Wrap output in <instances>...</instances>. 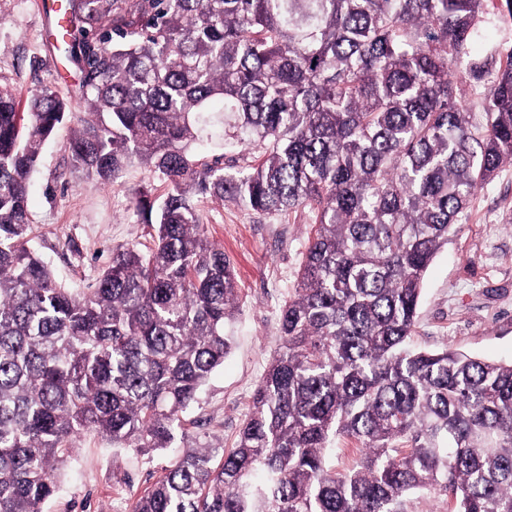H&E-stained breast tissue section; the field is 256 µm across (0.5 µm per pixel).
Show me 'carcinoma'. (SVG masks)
Segmentation results:
<instances>
[{
	"label": "carcinoma",
	"instance_id": "obj_1",
	"mask_svg": "<svg viewBox=\"0 0 512 512\" xmlns=\"http://www.w3.org/2000/svg\"><path fill=\"white\" fill-rule=\"evenodd\" d=\"M487 0H65L90 106L73 167L138 163L146 249L62 286L31 244L30 174L67 113L0 85V512H43L74 444L169 450L132 512H512V362L413 346L424 275L512 162V53L475 57ZM488 78L482 120L457 87ZM207 142L236 152L219 167ZM315 215L280 344L231 448L189 442L239 288L192 196ZM355 445L352 467L327 463ZM451 502L448 498L433 496L429 493H419L408 504L409 512H449Z\"/></svg>",
	"mask_w": 512,
	"mask_h": 512
}]
</instances>
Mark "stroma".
<instances>
[{
  "mask_svg": "<svg viewBox=\"0 0 512 512\" xmlns=\"http://www.w3.org/2000/svg\"><path fill=\"white\" fill-rule=\"evenodd\" d=\"M492 7L471 46L482 56L512 49V15L504 0ZM37 0H0V84L21 100L48 87L69 112L45 143L32 175V244L67 287H92L113 250L149 243L133 206L137 189H163L142 166L97 185L71 165L69 141L83 111L82 73L62 52ZM209 239L232 259L240 288L231 353L190 411L208 441L234 446L251 411L252 394L280 342L278 316L297 284L313 222L311 212L258 215L231 201L199 203ZM414 340L488 360L512 359V164L471 198L456 231L424 279ZM166 454L139 455L86 433L43 512H131L135 497L166 467Z\"/></svg>",
  "mask_w": 512,
  "mask_h": 512,
  "instance_id": "stroma-1",
  "label": "stroma"
}]
</instances>
